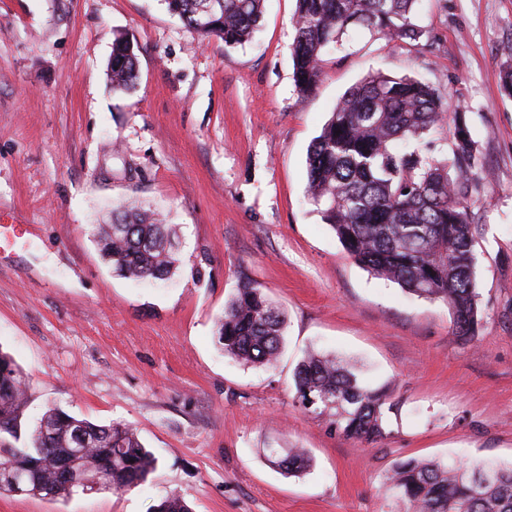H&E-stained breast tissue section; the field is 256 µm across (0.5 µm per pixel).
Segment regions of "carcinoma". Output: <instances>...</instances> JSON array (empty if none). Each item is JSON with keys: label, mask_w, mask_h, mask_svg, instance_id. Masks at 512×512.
Instances as JSON below:
<instances>
[{"label": "carcinoma", "mask_w": 512, "mask_h": 512, "mask_svg": "<svg viewBox=\"0 0 512 512\" xmlns=\"http://www.w3.org/2000/svg\"><path fill=\"white\" fill-rule=\"evenodd\" d=\"M165 2L186 28L226 48L248 42L263 17V0ZM296 2L291 56L301 93L319 82L324 50L351 31L366 29L410 52L421 50L419 0ZM136 79L133 44L119 35L112 42V89L128 91ZM445 124L447 111L433 87L407 75L369 73L339 99L309 147L307 198L356 264L410 294L446 304L455 334L467 340L482 319L474 256L479 225L468 211L482 177L474 171V141L464 119L455 118L449 130L450 153L434 156L418 145ZM97 243L113 272L135 281L166 280L180 263L174 225L139 206L113 208ZM286 327L284 311L263 285L248 281L224 303L214 338L224 355L270 366L283 352ZM293 382L299 400L314 399L307 412L329 415L336 432L370 443L386 434V389L365 385L349 363L308 351ZM25 401V375L0 351V472L26 470V495L57 499L78 490H129L156 469V458L133 428L58 407L22 435ZM262 455L288 476L312 466L302 448H264ZM384 488L401 512H512V464L401 460ZM153 512L190 509L169 496Z\"/></svg>", "instance_id": "cac0c4a2"}]
</instances>
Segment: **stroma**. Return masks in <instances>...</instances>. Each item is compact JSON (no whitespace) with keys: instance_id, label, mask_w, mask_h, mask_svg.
<instances>
[{"instance_id":"1","label":"stroma","mask_w":512,"mask_h":512,"mask_svg":"<svg viewBox=\"0 0 512 512\" xmlns=\"http://www.w3.org/2000/svg\"><path fill=\"white\" fill-rule=\"evenodd\" d=\"M296 0H265L243 46L201 40L164 0H0V350L22 368L30 425L51 406L133 427L158 459L131 490L66 499L0 495V512H400L383 491L403 459L512 462V0H421L415 53L361 30L293 81ZM132 41L133 89L108 74ZM439 90L464 115L484 186L469 210L483 318L470 341L447 306L353 262L305 195L307 153L336 102L374 70ZM164 211L181 267L164 282L113 276L96 246L114 205ZM261 283L287 316L276 368L214 341L237 286ZM349 358L385 387L386 435L336 433L297 402L304 350ZM264 448H304L289 477Z\"/></svg>"}]
</instances>
